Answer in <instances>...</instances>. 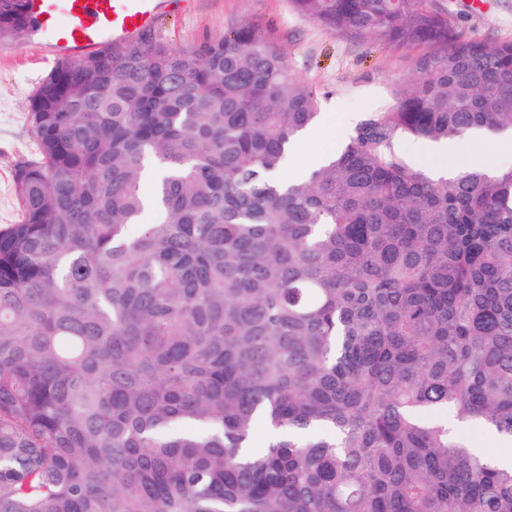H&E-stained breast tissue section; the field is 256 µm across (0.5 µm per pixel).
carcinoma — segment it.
Here are the masks:
<instances>
[{"instance_id": "obj_1", "label": "carcinoma", "mask_w": 512, "mask_h": 512, "mask_svg": "<svg viewBox=\"0 0 512 512\" xmlns=\"http://www.w3.org/2000/svg\"><path fill=\"white\" fill-rule=\"evenodd\" d=\"M8 4L0 37L29 25ZM292 6L426 47L302 179L277 174L317 91L253 26L35 90L0 229V512H512V465L452 425L512 443V168L434 179L399 149L512 133V41L432 0Z\"/></svg>"}]
</instances>
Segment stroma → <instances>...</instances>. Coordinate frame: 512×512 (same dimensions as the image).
Instances as JSON below:
<instances>
[{
    "mask_svg": "<svg viewBox=\"0 0 512 512\" xmlns=\"http://www.w3.org/2000/svg\"><path fill=\"white\" fill-rule=\"evenodd\" d=\"M457 32L487 41L512 40V0H433ZM244 25L257 28L284 52L294 76L318 90V110L335 115L337 141H344L364 113L393 104L392 90L414 65L413 52L367 38H350L297 13L290 0H189L146 29L154 44L190 50ZM25 41L0 39V226L21 217L13 175L37 157L27 110L39 84L56 67Z\"/></svg>",
    "mask_w": 512,
    "mask_h": 512,
    "instance_id": "obj_1",
    "label": "stroma"
}]
</instances>
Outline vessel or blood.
Masks as SVG:
<instances>
[{
    "label": "vessel or blood",
    "instance_id": "1",
    "mask_svg": "<svg viewBox=\"0 0 512 512\" xmlns=\"http://www.w3.org/2000/svg\"><path fill=\"white\" fill-rule=\"evenodd\" d=\"M173 0H27L30 38L43 54L76 59L135 40Z\"/></svg>",
    "mask_w": 512,
    "mask_h": 512
}]
</instances>
